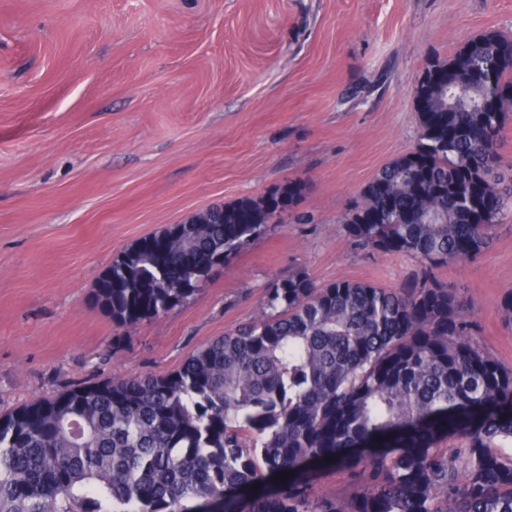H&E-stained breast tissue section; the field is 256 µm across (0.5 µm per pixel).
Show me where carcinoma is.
<instances>
[{
	"label": "carcinoma",
	"instance_id": "1",
	"mask_svg": "<svg viewBox=\"0 0 512 512\" xmlns=\"http://www.w3.org/2000/svg\"><path fill=\"white\" fill-rule=\"evenodd\" d=\"M428 67L453 78L425 87L415 147L345 217L353 243L414 257L417 277L399 288L275 278L272 314L171 374L84 382L0 415V512H224V497L307 463L348 466L354 492L316 496L292 476L247 512H512V368L433 276L488 249L512 212L500 153L512 37L485 32ZM278 192L210 206L213 222L127 248L96 302L119 328L186 303L299 187Z\"/></svg>",
	"mask_w": 512,
	"mask_h": 512
}]
</instances>
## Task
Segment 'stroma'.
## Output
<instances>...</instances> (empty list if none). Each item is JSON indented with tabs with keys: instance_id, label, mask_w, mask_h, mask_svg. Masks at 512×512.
Segmentation results:
<instances>
[{
	"instance_id": "obj_1",
	"label": "stroma",
	"mask_w": 512,
	"mask_h": 512,
	"mask_svg": "<svg viewBox=\"0 0 512 512\" xmlns=\"http://www.w3.org/2000/svg\"><path fill=\"white\" fill-rule=\"evenodd\" d=\"M512 0H0V411L83 382L166 375L262 313L274 276L397 287L419 263L345 215L418 136L427 61ZM302 193L188 303L118 328L95 301L124 249L213 204ZM512 366V215L436 268Z\"/></svg>"
}]
</instances>
